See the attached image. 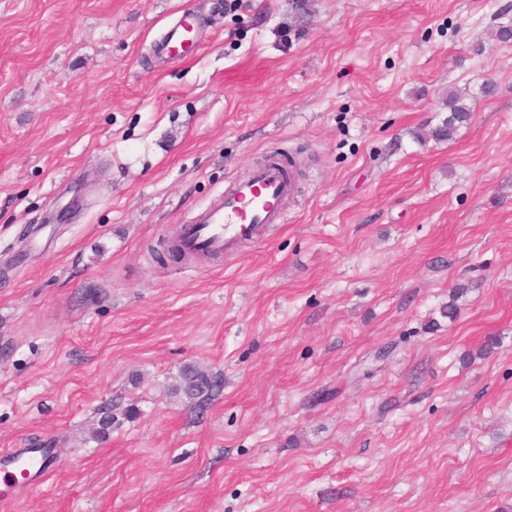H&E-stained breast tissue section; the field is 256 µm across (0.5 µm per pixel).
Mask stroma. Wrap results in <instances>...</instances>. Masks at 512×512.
Listing matches in <instances>:
<instances>
[{
    "label": "stroma",
    "instance_id": "35a3bbf8",
    "mask_svg": "<svg viewBox=\"0 0 512 512\" xmlns=\"http://www.w3.org/2000/svg\"><path fill=\"white\" fill-rule=\"evenodd\" d=\"M186 12L204 36L158 56ZM506 25L512 0H0V449L56 450L0 512H512ZM452 90L471 119L431 138ZM276 155L287 223L166 256ZM189 363L207 402L173 391Z\"/></svg>",
    "mask_w": 512,
    "mask_h": 512
}]
</instances>
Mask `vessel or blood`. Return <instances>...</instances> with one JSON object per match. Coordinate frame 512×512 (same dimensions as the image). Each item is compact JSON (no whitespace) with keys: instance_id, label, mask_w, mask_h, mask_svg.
Returning <instances> with one entry per match:
<instances>
[{"instance_id":"obj_1","label":"vessel or blood","mask_w":512,"mask_h":512,"mask_svg":"<svg viewBox=\"0 0 512 512\" xmlns=\"http://www.w3.org/2000/svg\"><path fill=\"white\" fill-rule=\"evenodd\" d=\"M196 29L190 16L173 23L154 47L164 55H176L194 41ZM293 195V172L279 159L256 169L248 180L229 184L182 227L179 244L185 253L234 255L240 242L254 239L267 226L288 221L286 203ZM53 450L12 448L0 452V502L18 488L43 484L45 462Z\"/></svg>"}]
</instances>
